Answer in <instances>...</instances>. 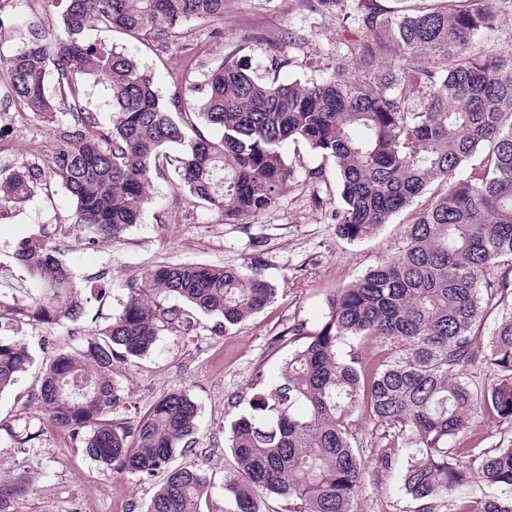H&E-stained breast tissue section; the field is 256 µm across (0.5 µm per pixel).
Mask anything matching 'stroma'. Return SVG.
<instances>
[{
    "label": "stroma",
    "instance_id": "1",
    "mask_svg": "<svg viewBox=\"0 0 512 512\" xmlns=\"http://www.w3.org/2000/svg\"><path fill=\"white\" fill-rule=\"evenodd\" d=\"M61 0H0V13L16 18L0 32V55L22 48L26 24H56ZM345 32L336 15L308 8L303 0H225L223 16L187 22L165 47L142 36L102 26L89 37L135 55L151 71L162 98L180 96L194 102L208 70L227 55L253 74L271 79L268 60L289 61L280 77L307 81L333 75L345 51ZM0 159L14 164L47 158L56 148L44 123L18 108L0 114ZM291 176L278 205L258 216L228 224L222 211L190 197L178 185L172 168L152 177V201L141 224L119 240L86 247V229L74 222V204L60 185L49 184L22 207L0 210V252L13 250L23 237L43 224L56 227L82 287H96L107 272L110 295L92 304L80 326L65 321L15 332L32 362L17 383L0 395V484L22 485L8 512H146L162 477L142 480L116 476L92 460L70 437L32 403L39 378L52 356L85 347L89 330L105 325L126 301L128 280L159 265L194 262L247 267L260 259L264 276L277 287L275 299L240 324L218 329L214 321L195 314L191 330L161 331L153 349L140 359L115 364L113 378L129 398L113 409L117 420L132 421L153 403L173 392H184L196 403L200 433L196 448L181 457L184 465L200 467L212 486L202 507L222 512L224 470L231 462L226 433L237 411L230 395L244 391L256 371L274 378L290 347L277 337L298 322L316 327L330 292L345 287L367 271L394 260L403 245L410 211L396 215L373 236L358 242L336 232L339 204L332 162L296 143L287 148ZM39 434L34 447L17 448L8 430ZM359 512H411L413 504L401 488L400 474L382 472L367 485Z\"/></svg>",
    "mask_w": 512,
    "mask_h": 512
}]
</instances>
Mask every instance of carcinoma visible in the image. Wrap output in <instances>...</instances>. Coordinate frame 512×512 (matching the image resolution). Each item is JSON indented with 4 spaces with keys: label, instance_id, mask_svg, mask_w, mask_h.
<instances>
[{
    "label": "carcinoma",
    "instance_id": "obj_1",
    "mask_svg": "<svg viewBox=\"0 0 512 512\" xmlns=\"http://www.w3.org/2000/svg\"><path fill=\"white\" fill-rule=\"evenodd\" d=\"M57 30L31 22L24 47L3 60L4 106L45 123L58 149L41 163H0V206L22 204L53 179L75 204L87 244L120 238L140 222L160 162L194 199L235 222L276 206L290 169L285 147L303 143L334 161L341 206L336 231L374 235L410 208L398 257L332 292L319 325L291 326L298 344L275 381L251 387L248 409L228 430L224 512H357L367 478L400 468L414 512H512V445L467 439L478 419L512 422V312L487 339L491 305L512 299V54L475 39L498 28L512 0H307L342 16L354 38L329 79L266 81L229 55L201 89L198 116L165 101L137 58L87 39L103 24L168 40L185 22L224 16V0H65ZM52 78L47 86L46 78ZM106 80L112 119L91 108L87 83ZM197 263L155 267L125 285L112 321L87 347L57 353L33 403L93 460L116 474L163 484L147 512H201L211 495L201 469L175 464L197 444L198 408L183 392L156 401L135 421L112 409L128 399L116 362L148 354L160 331L190 322L189 310L224 327L269 304L276 286L259 271ZM107 289L82 297L63 253L44 230L0 260V329L77 322ZM379 341L366 367L356 344ZM31 362L0 336V393ZM489 372L487 385L467 380ZM394 429L389 444L354 446L353 418ZM480 482L510 495L460 496Z\"/></svg>",
    "mask_w": 512,
    "mask_h": 512
}]
</instances>
